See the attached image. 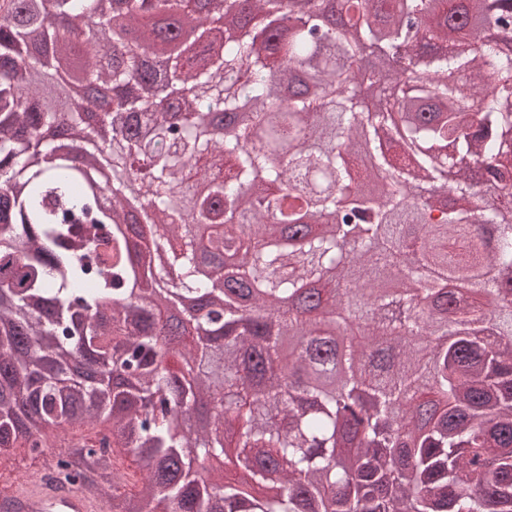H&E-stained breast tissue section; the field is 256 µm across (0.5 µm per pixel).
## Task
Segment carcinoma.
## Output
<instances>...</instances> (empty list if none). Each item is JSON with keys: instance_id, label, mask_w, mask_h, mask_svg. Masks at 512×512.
Listing matches in <instances>:
<instances>
[{"instance_id": "carcinoma-1", "label": "carcinoma", "mask_w": 512, "mask_h": 512, "mask_svg": "<svg viewBox=\"0 0 512 512\" xmlns=\"http://www.w3.org/2000/svg\"><path fill=\"white\" fill-rule=\"evenodd\" d=\"M14 2L0 16V450L38 456L43 430L63 433L56 483L80 482L77 458L112 512H512V43L474 35L512 27L506 0H344V17L323 0L245 14L121 0L150 33L133 46L114 43V0ZM84 12L99 60L77 81L146 92L125 132L91 128L69 80L45 77L75 52L58 19ZM170 21L198 41L179 48ZM361 43L404 50L406 68L362 74ZM366 78L390 90L375 112L354 103ZM100 163L114 221L144 189L129 230L155 229L148 303L97 209ZM440 183L470 206L443 207ZM422 278L439 287L427 310L409 297ZM352 316L367 343L341 337ZM432 335L452 341L408 343ZM285 338L311 380L295 391L272 375ZM357 388L400 420L409 466L347 428ZM203 400L189 441L183 414ZM109 422L149 461L137 491L105 455ZM207 456L243 471H224L220 496L194 477Z\"/></svg>"}]
</instances>
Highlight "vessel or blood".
Returning <instances> with one entry per match:
<instances>
[{
    "label": "vessel or blood",
    "instance_id": "obj_1",
    "mask_svg": "<svg viewBox=\"0 0 512 512\" xmlns=\"http://www.w3.org/2000/svg\"><path fill=\"white\" fill-rule=\"evenodd\" d=\"M100 498L57 483H30L0 495V512H103Z\"/></svg>",
    "mask_w": 512,
    "mask_h": 512
}]
</instances>
